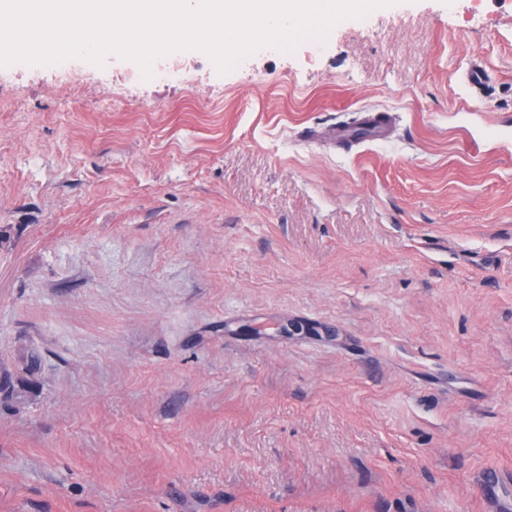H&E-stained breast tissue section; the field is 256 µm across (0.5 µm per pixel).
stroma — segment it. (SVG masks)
I'll use <instances>...</instances> for the list:
<instances>
[{
  "label": "stroma",
  "instance_id": "stroma-1",
  "mask_svg": "<svg viewBox=\"0 0 512 512\" xmlns=\"http://www.w3.org/2000/svg\"><path fill=\"white\" fill-rule=\"evenodd\" d=\"M183 61L0 67V512L512 508V0Z\"/></svg>",
  "mask_w": 512,
  "mask_h": 512
}]
</instances>
